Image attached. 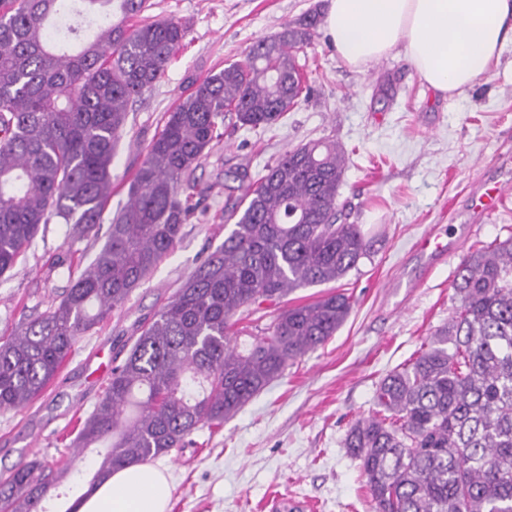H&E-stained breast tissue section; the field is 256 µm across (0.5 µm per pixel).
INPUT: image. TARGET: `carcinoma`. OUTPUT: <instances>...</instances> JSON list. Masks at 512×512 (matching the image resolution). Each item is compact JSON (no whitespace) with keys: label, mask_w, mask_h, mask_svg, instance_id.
<instances>
[{"label":"carcinoma","mask_w":512,"mask_h":512,"mask_svg":"<svg viewBox=\"0 0 512 512\" xmlns=\"http://www.w3.org/2000/svg\"><path fill=\"white\" fill-rule=\"evenodd\" d=\"M0 0V276L46 224L80 240L102 223L112 164L135 98L160 82L187 27L144 15L148 0ZM92 38L72 48L84 26ZM319 16L259 41L244 60L193 82L147 146L108 235L57 304L0 340V410L39 396L78 340L121 309L176 247L207 189L193 173L224 120L275 124L307 91L297 52ZM346 154L334 139L286 150L253 180L224 179L235 224L112 367L78 424L73 458L22 462L0 476V512H51L50 489L81 472L89 489L114 469L146 463L219 427L336 334L352 309L333 290L279 310L261 336L240 316L298 288L334 283L368 256L358 224L341 221ZM241 194L232 198L230 191ZM457 305L379 383L376 409L344 441L375 512H512V235L470 252L454 280Z\"/></svg>","instance_id":"cac0c4a2"}]
</instances>
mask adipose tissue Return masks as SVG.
I'll return each mask as SVG.
<instances>
[{
  "label": "adipose tissue",
  "mask_w": 512,
  "mask_h": 512,
  "mask_svg": "<svg viewBox=\"0 0 512 512\" xmlns=\"http://www.w3.org/2000/svg\"><path fill=\"white\" fill-rule=\"evenodd\" d=\"M326 34L351 66L402 47L423 81L450 96L489 72L512 41V0H330ZM170 495L162 469L134 464L115 470L79 512H168Z\"/></svg>",
  "instance_id": "1"
}]
</instances>
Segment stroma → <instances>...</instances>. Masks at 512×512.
Returning a JSON list of instances; mask_svg holds the SVG:
<instances>
[{"instance_id":"35a3bbf8","label":"stroma","mask_w":512,"mask_h":512,"mask_svg":"<svg viewBox=\"0 0 512 512\" xmlns=\"http://www.w3.org/2000/svg\"><path fill=\"white\" fill-rule=\"evenodd\" d=\"M151 17L188 28L187 46L165 77L134 102L112 165L115 212L165 117L189 85L243 60L254 43L279 35L307 14L326 15L329 0H152ZM310 91L267 130L225 127L194 176L223 181L242 167L263 174L287 149L336 139L348 160L338 204L370 242L335 286L352 299L347 322L326 344L289 362L282 377L214 433L157 457L171 483L169 512H375L359 462L343 443L374 407L380 380L407 361L453 315V280L475 247L512 235V41L499 63L461 93L433 91L402 50L359 68L346 65L317 27L299 53ZM503 180L498 213L479 218L471 203L479 185ZM221 193L202 197L175 249L114 313L80 338L47 388L30 404L0 412V473L19 461H65L77 418L102 394L124 346L140 324L174 295L224 241ZM452 246L437 258L420 252L427 234ZM103 236L73 241L63 224L41 230L14 267L0 276V336L58 302L69 273L94 257Z\"/></svg>"}]
</instances>
